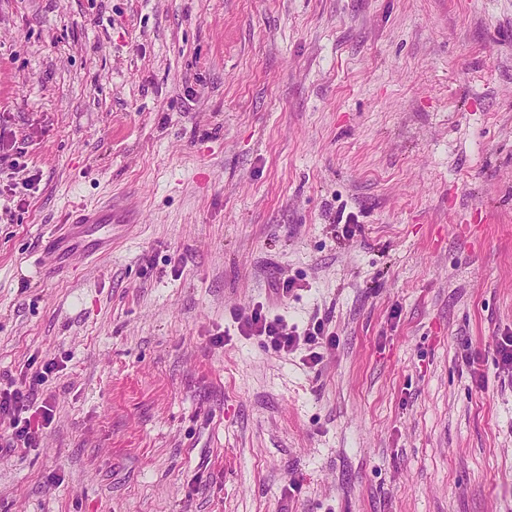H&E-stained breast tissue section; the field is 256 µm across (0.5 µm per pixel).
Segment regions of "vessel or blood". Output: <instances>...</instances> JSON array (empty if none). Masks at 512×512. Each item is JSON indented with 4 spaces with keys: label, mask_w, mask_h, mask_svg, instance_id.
<instances>
[{
    "label": "vessel or blood",
    "mask_w": 512,
    "mask_h": 512,
    "mask_svg": "<svg viewBox=\"0 0 512 512\" xmlns=\"http://www.w3.org/2000/svg\"><path fill=\"white\" fill-rule=\"evenodd\" d=\"M136 220L135 211L117 200L95 209L82 207L72 211L62 231L44 245L41 271L62 275L70 271L75 258L110 254L113 226L132 224Z\"/></svg>",
    "instance_id": "vessel-or-blood-1"
}]
</instances>
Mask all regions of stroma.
<instances>
[{"label":"stroma","mask_w":512,"mask_h":512,"mask_svg":"<svg viewBox=\"0 0 512 512\" xmlns=\"http://www.w3.org/2000/svg\"><path fill=\"white\" fill-rule=\"evenodd\" d=\"M0 136V378L61 365L0 512H512V0H0ZM136 212L120 200L100 208H78L69 213L62 232L52 236L43 247L41 271L50 275L66 274L76 257H103L112 252L114 224H134ZM250 335L264 336L271 347L278 351L290 352L298 349L301 336L295 328H289L280 318L269 319L263 308H255L240 325ZM303 344L308 345L309 354L305 356L304 364L310 368L321 366L336 347V336L326 330V322L317 320L303 333Z\"/></svg>","instance_id":"obj_1"}]
</instances>
